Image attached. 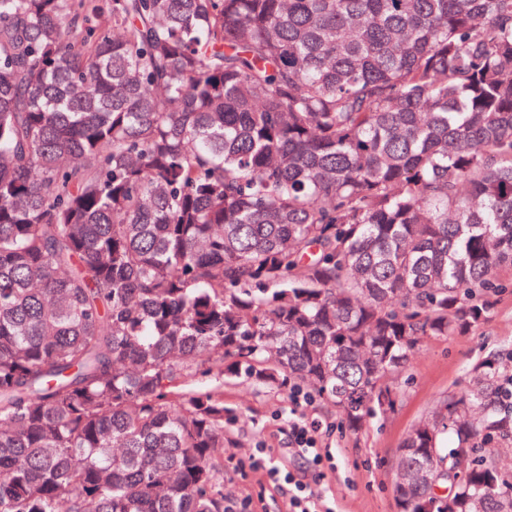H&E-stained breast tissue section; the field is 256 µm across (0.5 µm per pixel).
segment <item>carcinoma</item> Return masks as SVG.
Returning <instances> with one entry per match:
<instances>
[{
    "label": "carcinoma",
    "instance_id": "obj_1",
    "mask_svg": "<svg viewBox=\"0 0 512 512\" xmlns=\"http://www.w3.org/2000/svg\"><path fill=\"white\" fill-rule=\"evenodd\" d=\"M512 272V0H0V512H224L223 395L353 431ZM493 350L400 512H512Z\"/></svg>",
    "mask_w": 512,
    "mask_h": 512
}]
</instances>
